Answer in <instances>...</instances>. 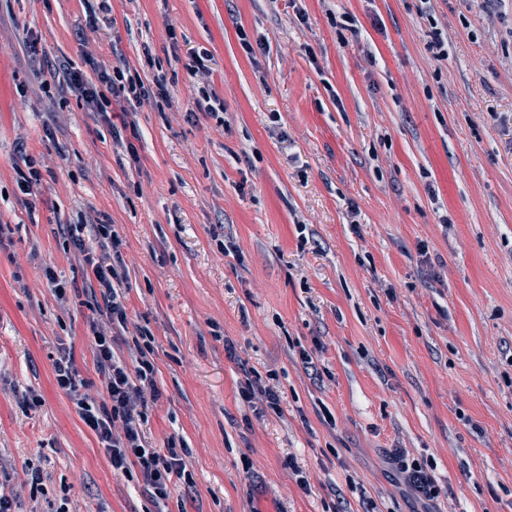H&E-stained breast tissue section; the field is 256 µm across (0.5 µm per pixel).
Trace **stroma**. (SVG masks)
<instances>
[{"label": "stroma", "mask_w": 512, "mask_h": 512, "mask_svg": "<svg viewBox=\"0 0 512 512\" xmlns=\"http://www.w3.org/2000/svg\"><path fill=\"white\" fill-rule=\"evenodd\" d=\"M96 63L165 77L169 103L85 111L66 75ZM100 223L128 333L155 339L147 440L192 450L169 512H420L398 450L430 466L431 512H512V0H0L13 512L154 510L54 379L64 351L103 388L67 234ZM256 379L282 415L240 399Z\"/></svg>", "instance_id": "35a3bbf8"}]
</instances>
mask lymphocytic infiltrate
Returning a JSON list of instances; mask_svg holds the SVG:
<instances>
[{"label":"lymphocytic infiltrate","instance_id":"obj_1","mask_svg":"<svg viewBox=\"0 0 512 512\" xmlns=\"http://www.w3.org/2000/svg\"><path fill=\"white\" fill-rule=\"evenodd\" d=\"M72 85L90 109L102 116L107 114L113 100L120 97L139 102H164L169 97L164 78H155L153 85L148 86L120 69L98 73L93 80L76 73ZM85 262L101 287L103 303L97 306V313L115 326L126 327L124 296L117 289L121 281L119 264L113 263L110 257L91 253H86ZM93 340L94 362L104 377L102 399L87 393V383L71 356L64 355L55 361L56 383L71 397L80 418L101 442L113 471L141 482L151 495L154 512H165L172 483L177 481L190 487L194 479L184 462L187 448L172 444L164 449L151 447L143 432L146 396L156 390L154 338L149 332H140L137 356L130 364L117 354L114 337L105 331L94 330Z\"/></svg>","mask_w":512,"mask_h":512}]
</instances>
